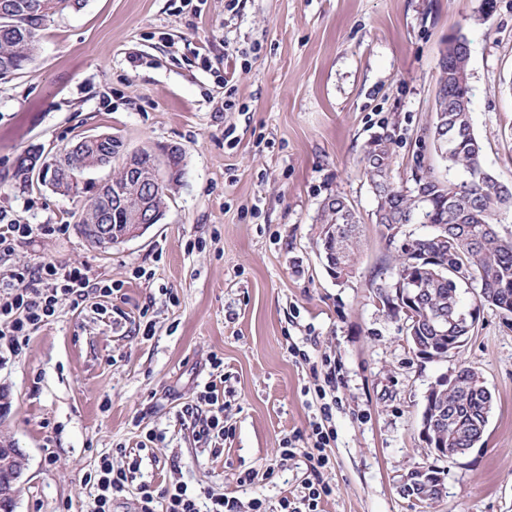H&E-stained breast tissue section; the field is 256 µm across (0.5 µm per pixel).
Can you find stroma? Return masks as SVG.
<instances>
[{
  "label": "stroma",
  "mask_w": 512,
  "mask_h": 512,
  "mask_svg": "<svg viewBox=\"0 0 512 512\" xmlns=\"http://www.w3.org/2000/svg\"><path fill=\"white\" fill-rule=\"evenodd\" d=\"M470 43L471 117L482 166L512 185V0H83L53 22L20 75L0 80V211L17 224H64L17 246V264L87 266L116 286L62 306L20 352L0 345L10 409L0 440L26 454L15 512H92L89 480L120 448L141 465L112 512H139L140 488L180 482L277 512L307 482L329 485L320 512H512V314L479 308L474 332L445 361L420 358L378 304L391 264L360 170L367 142L393 139L395 174L417 160L453 181L425 141L437 64L449 36ZM232 75L233 108L224 106ZM108 132L123 152L180 149L165 215L103 251L77 232L78 197L23 187L17 159ZM346 197L364 236L352 278L328 273L315 244L323 201ZM145 268L147 277L134 273ZM155 328L144 336L140 310ZM310 363L294 358L289 343ZM224 361V451L213 454L184 413ZM339 378L336 440L312 471L311 362ZM493 394L483 446L456 460L420 434L426 394L460 364ZM152 447H145L148 435ZM295 455L281 461L285 438ZM272 477H265L266 468ZM418 467L445 471L425 503L400 484ZM252 484L239 485L244 472Z\"/></svg>",
  "instance_id": "obj_1"
}]
</instances>
